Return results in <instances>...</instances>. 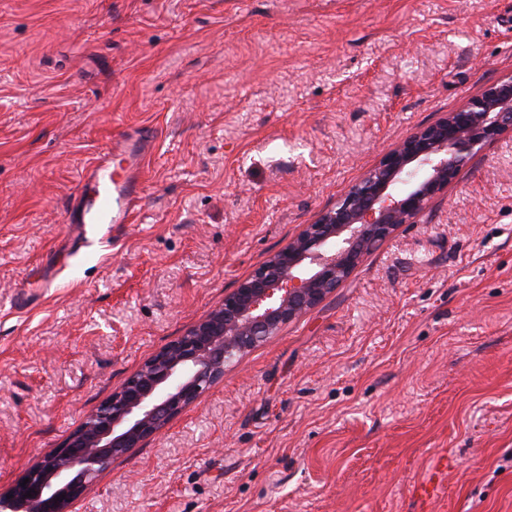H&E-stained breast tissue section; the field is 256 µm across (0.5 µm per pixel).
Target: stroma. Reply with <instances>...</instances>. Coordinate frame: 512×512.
<instances>
[{"mask_svg":"<svg viewBox=\"0 0 512 512\" xmlns=\"http://www.w3.org/2000/svg\"><path fill=\"white\" fill-rule=\"evenodd\" d=\"M509 75L512 0H0V492ZM143 130L132 223L78 234L85 171ZM70 512H512V132Z\"/></svg>","mask_w":512,"mask_h":512,"instance_id":"stroma-1","label":"stroma"}]
</instances>
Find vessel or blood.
I'll use <instances>...</instances> for the list:
<instances>
[{
  "label": "vessel or blood",
  "mask_w": 512,
  "mask_h": 512,
  "mask_svg": "<svg viewBox=\"0 0 512 512\" xmlns=\"http://www.w3.org/2000/svg\"><path fill=\"white\" fill-rule=\"evenodd\" d=\"M148 143L145 135L113 141L88 168L82 194L67 212L68 223L80 228L131 223L141 200L139 177Z\"/></svg>",
  "instance_id": "1"
}]
</instances>
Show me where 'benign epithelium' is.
<instances>
[{"mask_svg":"<svg viewBox=\"0 0 512 512\" xmlns=\"http://www.w3.org/2000/svg\"><path fill=\"white\" fill-rule=\"evenodd\" d=\"M511 131L508 76L407 136L0 493V512H68L112 460L161 431L234 359L336 292L365 255L414 223L477 151Z\"/></svg>","mask_w":512,"mask_h":512,"instance_id":"7a95c632","label":"benign epithelium"}]
</instances>
